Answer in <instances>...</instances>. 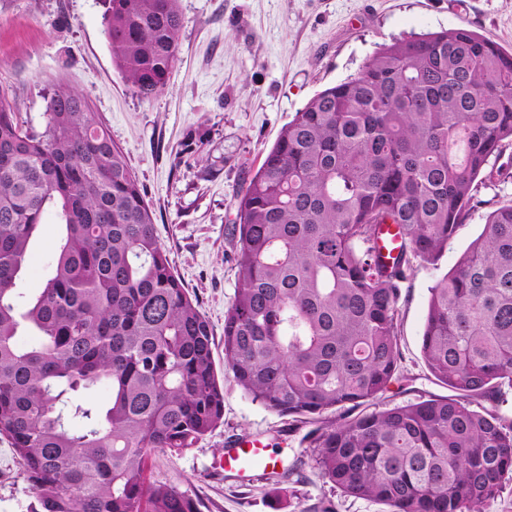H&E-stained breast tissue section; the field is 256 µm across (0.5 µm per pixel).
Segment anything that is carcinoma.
Instances as JSON below:
<instances>
[{"label": "carcinoma", "instance_id": "cac0c4a2", "mask_svg": "<svg viewBox=\"0 0 512 512\" xmlns=\"http://www.w3.org/2000/svg\"><path fill=\"white\" fill-rule=\"evenodd\" d=\"M102 3L117 69L154 99L179 61V0ZM44 118L24 127L0 92V435L30 512H200L146 472L223 421L213 332L100 113L59 83ZM510 148L512 53L464 26L384 45L312 97L235 198L224 361L237 385L313 421L375 404L397 371L413 262L436 264ZM49 208L54 263L21 311L15 287ZM387 224L392 257L378 246ZM421 351L449 395L309 432L318 476L391 512H486L512 476V419L471 400L512 387V203L430 289ZM94 388L103 403L80 399Z\"/></svg>", "mask_w": 512, "mask_h": 512}]
</instances>
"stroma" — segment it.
Here are the masks:
<instances>
[{
	"label": "stroma",
	"mask_w": 512,
	"mask_h": 512,
	"mask_svg": "<svg viewBox=\"0 0 512 512\" xmlns=\"http://www.w3.org/2000/svg\"><path fill=\"white\" fill-rule=\"evenodd\" d=\"M180 60L167 88L141 100L116 68L102 0H0V88L24 124L41 127L57 83L79 90L109 126L154 210L175 274L213 328L224 420L179 452L156 453L149 478L197 500L201 512H388L323 483L301 445L302 419L252 399L224 364V315L238 269L234 201L281 129L319 91L356 74L393 39L465 26L512 52V0H180ZM479 204L434 265L414 264L399 301L398 372L376 403L397 405L447 395L421 353L430 289L483 230L489 212L512 201V178L481 187ZM47 211L31 247L20 292L39 288L58 234ZM260 439L294 474L273 485L264 468L224 470V450ZM24 469L0 436V512H30Z\"/></svg>",
	"instance_id": "1"
}]
</instances>
